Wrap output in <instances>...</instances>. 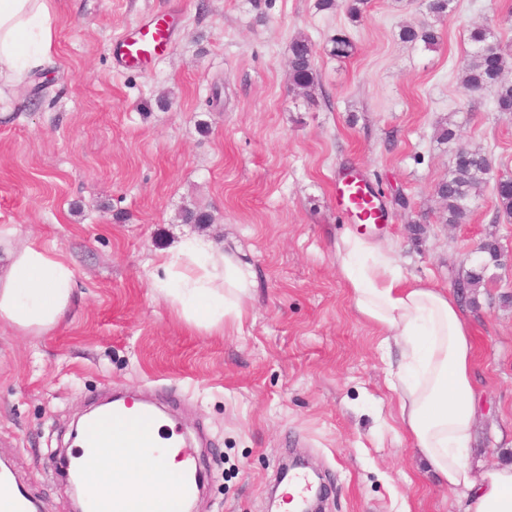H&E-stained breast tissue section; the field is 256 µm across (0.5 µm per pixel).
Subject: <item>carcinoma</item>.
<instances>
[{"label": "carcinoma", "instance_id": "1", "mask_svg": "<svg viewBox=\"0 0 512 512\" xmlns=\"http://www.w3.org/2000/svg\"><path fill=\"white\" fill-rule=\"evenodd\" d=\"M430 21L418 27L405 26L400 39L407 43H420L433 50L440 43L436 23L453 13L454 0H425ZM472 51L463 66L462 82L469 92L483 89L494 91L495 110L512 114V81L505 78V71L512 63V55L506 53L500 44L493 41V33L483 25L469 29ZM332 54L338 58L350 56L354 50L352 41L343 33L331 38ZM289 68L291 82L306 97L312 96L314 88L313 48L305 37L295 38L289 46ZM490 161L479 149L457 147L454 164L448 178L437 186V195L445 213V223L462 224L471 211L473 192L490 174ZM495 192L499 207L508 215L512 214V180L496 182Z\"/></svg>", "mask_w": 512, "mask_h": 512}]
</instances>
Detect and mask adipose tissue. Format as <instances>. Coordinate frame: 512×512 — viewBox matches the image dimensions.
Instances as JSON below:
<instances>
[{"label": "adipose tissue", "instance_id": "1", "mask_svg": "<svg viewBox=\"0 0 512 512\" xmlns=\"http://www.w3.org/2000/svg\"><path fill=\"white\" fill-rule=\"evenodd\" d=\"M49 0H0V79L19 83L31 68L53 65ZM16 230L0 226V324L43 331L66 317L77 287L73 268L41 247L12 245ZM338 272L357 312L395 349L387 381L404 426L434 474L461 492V512H512V465L474 467L467 450L478 392L470 326L446 290L403 277L384 243L352 231L336 242ZM152 284L185 322L209 331L238 323L254 288L252 271L205 236L183 240L157 264ZM88 483H122L132 512H176L180 470L173 457L142 455L134 441L84 451Z\"/></svg>", "mask_w": 512, "mask_h": 512}]
</instances>
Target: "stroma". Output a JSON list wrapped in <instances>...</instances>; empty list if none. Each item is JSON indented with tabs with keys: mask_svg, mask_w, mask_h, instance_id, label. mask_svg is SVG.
<instances>
[{
	"mask_svg": "<svg viewBox=\"0 0 512 512\" xmlns=\"http://www.w3.org/2000/svg\"><path fill=\"white\" fill-rule=\"evenodd\" d=\"M54 66L0 91V225L65 259L75 300L58 326H0V459L39 506L70 512L76 421L112 393L160 402L194 444L193 512H269L297 457L324 486L320 512H459L429 473L384 378L382 332L354 308L334 243L351 220L333 183L356 169L379 192L400 273L457 297L473 333L480 413L472 464H512V115L469 93L468 31L512 48V0H456L428 50L399 30L423 0H371L360 23L316 0H50ZM154 16L169 54L117 69L115 35ZM355 45L333 57L337 33ZM314 48L319 85L289 78V45ZM456 144L438 139L446 121ZM485 152L490 180L467 223L436 194L456 145ZM211 214L186 224L184 209ZM209 236L255 273L241 323L187 324L152 286L179 240ZM492 243L496 257L479 250ZM479 287L458 288L473 265Z\"/></svg>",
	"mask_w": 512,
	"mask_h": 512,
	"instance_id": "35a3bbf8",
	"label": "stroma"
}]
</instances>
